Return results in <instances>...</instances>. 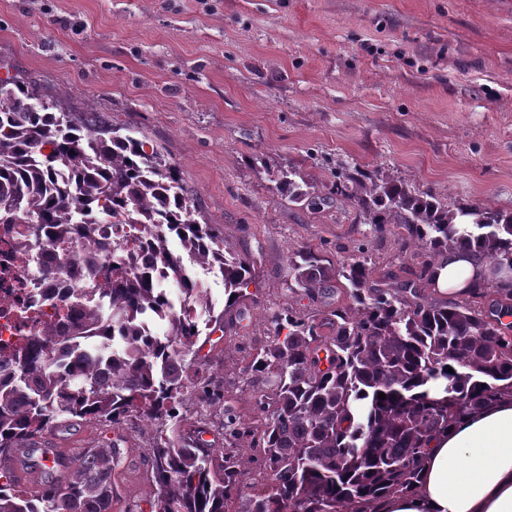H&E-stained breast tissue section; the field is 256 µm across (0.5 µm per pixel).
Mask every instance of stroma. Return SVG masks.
<instances>
[{"mask_svg":"<svg viewBox=\"0 0 512 512\" xmlns=\"http://www.w3.org/2000/svg\"><path fill=\"white\" fill-rule=\"evenodd\" d=\"M34 84L68 112L131 124L181 165L201 219L256 263L242 313L192 362L224 404L182 412L224 444L225 409L248 419L246 367L290 308L322 318L336 292L304 294L288 261L309 246L339 263L364 250L377 282L424 258L333 190L358 167L447 202L512 212V0H0V79ZM311 185L281 199L269 169ZM121 438L114 479L127 503L153 498V431L79 425L39 439L78 454Z\"/></svg>","mask_w":512,"mask_h":512,"instance_id":"stroma-1","label":"stroma"}]
</instances>
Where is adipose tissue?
<instances>
[{
    "label": "adipose tissue",
    "instance_id": "ef3b65f1",
    "mask_svg": "<svg viewBox=\"0 0 512 512\" xmlns=\"http://www.w3.org/2000/svg\"><path fill=\"white\" fill-rule=\"evenodd\" d=\"M435 288L466 297L485 283L473 254L448 251L433 268ZM382 512H512V404L464 421L431 444L419 488Z\"/></svg>",
    "mask_w": 512,
    "mask_h": 512
}]
</instances>
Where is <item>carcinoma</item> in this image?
Instances as JSON below:
<instances>
[{
  "label": "carcinoma",
  "mask_w": 512,
  "mask_h": 512,
  "mask_svg": "<svg viewBox=\"0 0 512 512\" xmlns=\"http://www.w3.org/2000/svg\"><path fill=\"white\" fill-rule=\"evenodd\" d=\"M299 177L293 168L276 171L282 198L310 195ZM335 189L367 223L399 225L429 259L414 279L381 288L364 256L334 265L314 248L293 250L299 287L309 295L342 288L349 303L320 321L290 309L271 314L273 339L248 366L258 422L229 420L224 447L209 448L201 427L182 433L178 407L206 383L197 372L191 381L183 358L224 331V317L255 281V261L196 219L197 192L180 165L137 128L93 110L61 112L32 85L11 81L0 91L4 235L22 224L28 248H83L38 263L44 278L70 273L67 319L59 333L34 336L6 356L15 370L0 378V458H30L32 441L47 433L115 428L134 417L154 428L144 457L155 485L149 512H229L240 498L242 512H379L387 498L415 490L438 435L512 401V325L502 321L512 294L497 291L507 303L489 313L425 294L432 265L450 249L512 268V212L450 205L360 169L337 173ZM108 217L133 231L110 250L100 243ZM201 260L224 282L217 315L197 285ZM109 273L110 300L78 288ZM120 457L115 441L73 457L60 452L55 475L35 487L0 467V512H112ZM248 463L278 481L245 493Z\"/></svg>",
  "instance_id": "obj_1"
}]
</instances>
